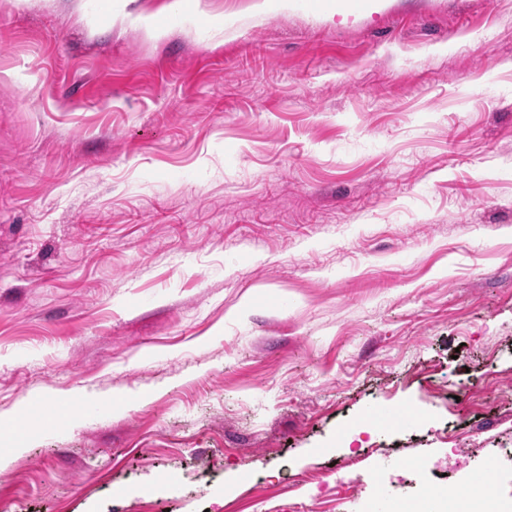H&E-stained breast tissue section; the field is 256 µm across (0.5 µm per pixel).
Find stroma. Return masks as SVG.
Wrapping results in <instances>:
<instances>
[{"mask_svg": "<svg viewBox=\"0 0 512 512\" xmlns=\"http://www.w3.org/2000/svg\"><path fill=\"white\" fill-rule=\"evenodd\" d=\"M511 389L512 0H0V512L511 499Z\"/></svg>", "mask_w": 512, "mask_h": 512, "instance_id": "1", "label": "stroma"}]
</instances>
